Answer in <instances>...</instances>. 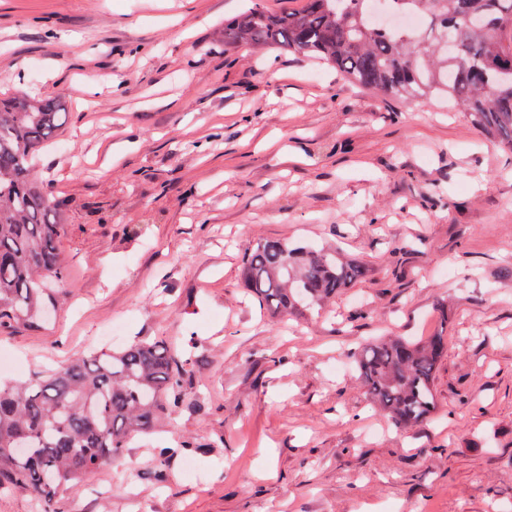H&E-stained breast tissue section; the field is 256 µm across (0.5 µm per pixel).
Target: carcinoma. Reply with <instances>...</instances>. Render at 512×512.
Here are the masks:
<instances>
[{"label": "carcinoma", "mask_w": 512, "mask_h": 512, "mask_svg": "<svg viewBox=\"0 0 512 512\" xmlns=\"http://www.w3.org/2000/svg\"><path fill=\"white\" fill-rule=\"evenodd\" d=\"M377 0H305L272 13L251 4L224 25L227 46H268L320 60L351 83L409 103L448 102L512 152V0H383L420 18L403 32L378 26ZM50 99H0V332L46 321L51 285L65 276L63 224L51 190L34 179L40 151L61 134ZM336 250L265 240L242 261L249 293L274 318L321 305L364 277ZM445 340L372 342L356 357L373 404L410 429L435 408ZM186 370L163 340L82 354L24 381L0 377V489H29L38 512H61L130 438L152 431L184 398Z\"/></svg>", "instance_id": "obj_1"}]
</instances>
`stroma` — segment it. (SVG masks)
I'll return each mask as SVG.
<instances>
[{"label":"stroma","instance_id":"stroma-1","mask_svg":"<svg viewBox=\"0 0 512 512\" xmlns=\"http://www.w3.org/2000/svg\"><path fill=\"white\" fill-rule=\"evenodd\" d=\"M249 2L0 0V97L66 109L37 166L66 276L48 325L0 353L29 376L117 325L114 348L166 338L193 377L68 512H512V153L444 103L225 47ZM267 239L367 273L271 317L241 276ZM391 336L446 342L412 429L354 371Z\"/></svg>","mask_w":512,"mask_h":512}]
</instances>
